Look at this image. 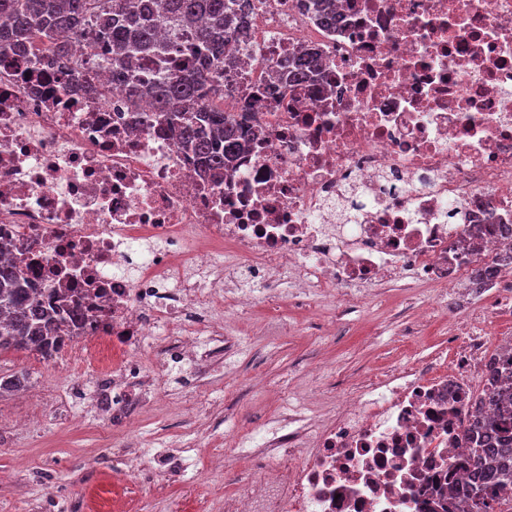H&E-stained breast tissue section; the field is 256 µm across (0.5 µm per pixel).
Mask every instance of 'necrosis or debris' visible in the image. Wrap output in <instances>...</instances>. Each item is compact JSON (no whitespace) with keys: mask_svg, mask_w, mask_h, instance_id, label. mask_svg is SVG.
<instances>
[{"mask_svg":"<svg viewBox=\"0 0 512 512\" xmlns=\"http://www.w3.org/2000/svg\"><path fill=\"white\" fill-rule=\"evenodd\" d=\"M303 48L322 62L313 81L266 96ZM74 52L87 70L65 89L49 42L0 51V259L79 305L66 347L106 339L100 410L120 427L192 364L200 336L220 335L223 305H254L217 288V257H247L258 282L294 272L326 300L408 276L452 289L475 266L470 233L490 255L512 244V0H336L328 28L300 0H251L219 104L261 134L220 175L149 101L127 105L103 47ZM486 349L452 337L335 414L266 420L224 512H455Z\"/></svg>","mask_w":512,"mask_h":512,"instance_id":"1","label":"necrosis or debris"}]
</instances>
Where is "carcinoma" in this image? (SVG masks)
<instances>
[{"label":"carcinoma","instance_id":"1","mask_svg":"<svg viewBox=\"0 0 512 512\" xmlns=\"http://www.w3.org/2000/svg\"><path fill=\"white\" fill-rule=\"evenodd\" d=\"M237 0H0V49L22 51L43 36L53 44L63 83L81 81L73 67L74 35L108 47L112 82L128 87L134 104L150 99L166 116L184 148L215 171L243 146L250 129L243 118L206 104L220 90L224 44L244 29ZM310 12L324 25L336 23L335 0H311ZM163 24L171 33L161 40ZM319 59L305 52L286 61L268 93L312 80ZM83 318L76 306L40 301L16 263H0V352L24 350L46 356ZM478 414L463 429L468 444L469 483L456 493L459 512H512V370L490 362V378L475 398Z\"/></svg>","mask_w":512,"mask_h":512}]
</instances>
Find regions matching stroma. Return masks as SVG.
I'll use <instances>...</instances> for the list:
<instances>
[{
    "instance_id": "1",
    "label": "stroma",
    "mask_w": 512,
    "mask_h": 512,
    "mask_svg": "<svg viewBox=\"0 0 512 512\" xmlns=\"http://www.w3.org/2000/svg\"><path fill=\"white\" fill-rule=\"evenodd\" d=\"M287 280L273 283L264 302L225 312L224 341L238 345L234 362L196 369L187 387L181 372L168 381L171 400L144 405L141 429L116 431L93 408L89 358L98 344L56 358L0 353V377L23 375L17 390H0V512H87L96 498L121 489V512H183L186 483L224 512V499L251 468L236 459L211 479L209 459L224 453V436L256 431L296 397L313 414L332 412L339 393L375 371L425 362L450 334L471 327L491 342L512 338V308L494 312L476 291L394 284L374 288L352 311L317 303L316 315L289 302ZM138 458L133 473L115 471L114 453Z\"/></svg>"
}]
</instances>
